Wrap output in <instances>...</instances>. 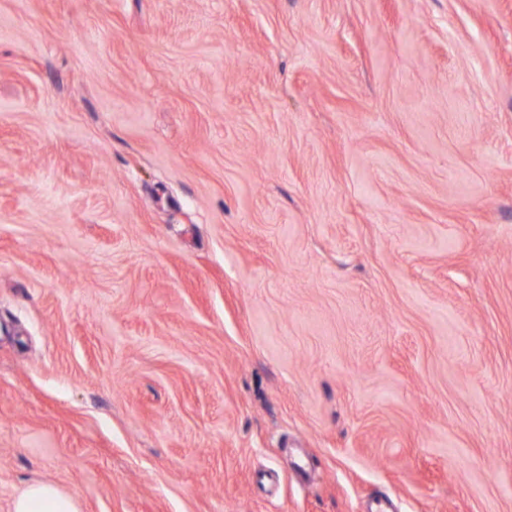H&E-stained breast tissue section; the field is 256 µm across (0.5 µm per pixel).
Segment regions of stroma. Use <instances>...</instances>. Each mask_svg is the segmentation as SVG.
Instances as JSON below:
<instances>
[{"instance_id":"35a3bbf8","label":"stroma","mask_w":512,"mask_h":512,"mask_svg":"<svg viewBox=\"0 0 512 512\" xmlns=\"http://www.w3.org/2000/svg\"><path fill=\"white\" fill-rule=\"evenodd\" d=\"M512 512V0H0V512ZM12 512H79L72 496L64 494L53 482L39 480L29 484L12 505Z\"/></svg>"}]
</instances>
